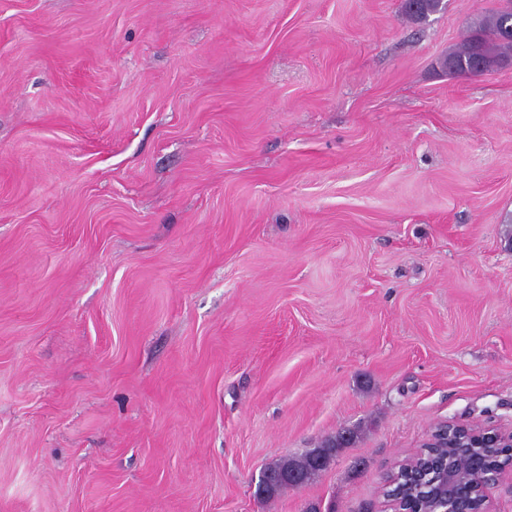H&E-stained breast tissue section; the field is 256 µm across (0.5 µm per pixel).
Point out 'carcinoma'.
Masks as SVG:
<instances>
[{
    "label": "carcinoma",
    "instance_id": "obj_1",
    "mask_svg": "<svg viewBox=\"0 0 512 512\" xmlns=\"http://www.w3.org/2000/svg\"><path fill=\"white\" fill-rule=\"evenodd\" d=\"M441 0H405L404 10L412 20H423L440 10ZM494 54L506 60L512 59V9L498 6L487 16L476 21L469 29L460 45L445 57L443 68L452 75L474 73L482 57ZM355 435L352 432L340 433L326 439L318 448L304 454L283 458L266 465L263 472L264 484L257 485L256 494L268 501L294 484L305 485L327 469L336 453L350 445ZM503 448H456L448 455L451 465L472 463L481 473L499 469L509 457Z\"/></svg>",
    "mask_w": 512,
    "mask_h": 512
}]
</instances>
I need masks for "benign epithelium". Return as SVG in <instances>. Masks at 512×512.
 Instances as JSON below:
<instances>
[{
    "label": "benign epithelium",
    "instance_id": "7a95c632",
    "mask_svg": "<svg viewBox=\"0 0 512 512\" xmlns=\"http://www.w3.org/2000/svg\"><path fill=\"white\" fill-rule=\"evenodd\" d=\"M512 430L505 433L493 427L467 426L442 422L435 426L421 444V450L405 459L383 478L381 495L389 512H411L412 489L420 480L419 465L437 470L432 501L415 504L417 512H491L488 485L476 474L461 489L462 477L447 466L450 448H511ZM406 479L405 488L391 490L399 480Z\"/></svg>",
    "mask_w": 512,
    "mask_h": 512
}]
</instances>
